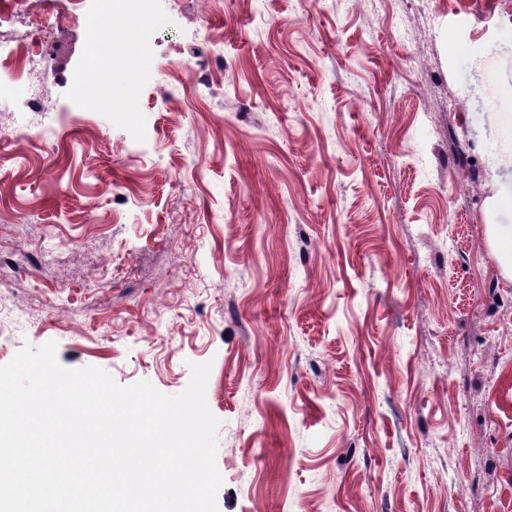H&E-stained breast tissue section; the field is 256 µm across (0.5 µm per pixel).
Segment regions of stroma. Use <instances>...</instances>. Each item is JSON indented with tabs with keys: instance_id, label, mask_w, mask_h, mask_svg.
Listing matches in <instances>:
<instances>
[{
	"instance_id": "obj_1",
	"label": "stroma",
	"mask_w": 512,
	"mask_h": 512,
	"mask_svg": "<svg viewBox=\"0 0 512 512\" xmlns=\"http://www.w3.org/2000/svg\"><path fill=\"white\" fill-rule=\"evenodd\" d=\"M58 35L54 169L0 139V364L211 362L219 512H512V0H144L108 110ZM495 227L494 246L502 254V268L507 277L512 278V228L506 233L500 224H493ZM510 261V267L509 266Z\"/></svg>"
}]
</instances>
